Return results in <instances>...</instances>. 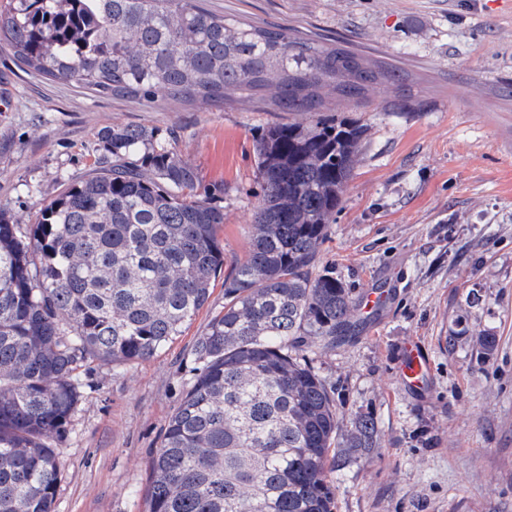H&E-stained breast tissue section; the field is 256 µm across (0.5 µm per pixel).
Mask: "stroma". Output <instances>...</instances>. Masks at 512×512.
Here are the masks:
<instances>
[{
    "mask_svg": "<svg viewBox=\"0 0 512 512\" xmlns=\"http://www.w3.org/2000/svg\"><path fill=\"white\" fill-rule=\"evenodd\" d=\"M208 4L401 73L362 101L327 98L322 113L366 135L318 265L355 295L388 292L347 345L309 353L343 422L366 414L380 434L379 448L335 478V512H512V0ZM310 120L255 100L101 97L28 74L0 43V205L37 224L45 203L92 175L99 129L146 127L171 139L223 207L229 266L247 256L262 200L256 135ZM223 309L219 277L160 356L83 367L87 395L52 440L63 463L55 512H149V464L192 379L189 352ZM487 330L497 346L484 355L471 338ZM411 339L432 368L422 391L398 382Z\"/></svg>",
    "mask_w": 512,
    "mask_h": 512,
    "instance_id": "1",
    "label": "stroma"
}]
</instances>
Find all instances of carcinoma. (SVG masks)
<instances>
[{
	"instance_id": "carcinoma-1",
	"label": "carcinoma",
	"mask_w": 512,
	"mask_h": 512,
	"mask_svg": "<svg viewBox=\"0 0 512 512\" xmlns=\"http://www.w3.org/2000/svg\"><path fill=\"white\" fill-rule=\"evenodd\" d=\"M0 40L25 71L103 96L226 101L316 112L395 73L344 47L218 14L205 0H10ZM366 128L273 124L248 256L224 277V314L190 355L194 377L150 462L149 512H334L332 479L379 447L373 420L343 425L311 347L359 330L357 299L316 271ZM102 165L28 228L0 207V512H53L62 462L47 442L85 397L89 360L159 356L208 303L224 267V208L145 127L97 132Z\"/></svg>"
}]
</instances>
